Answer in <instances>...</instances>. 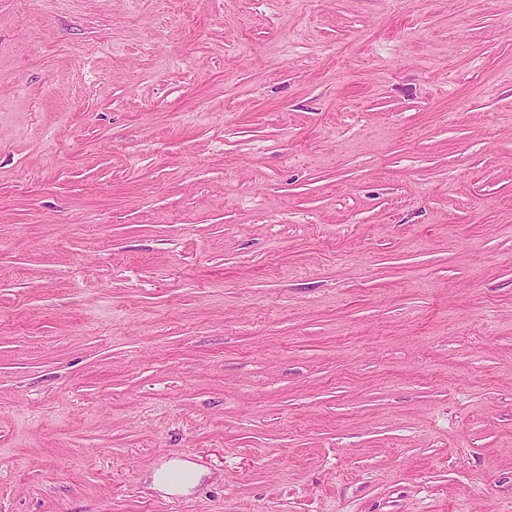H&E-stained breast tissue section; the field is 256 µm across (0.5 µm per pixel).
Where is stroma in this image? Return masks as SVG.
Returning <instances> with one entry per match:
<instances>
[{
  "instance_id": "stroma-1",
  "label": "stroma",
  "mask_w": 512,
  "mask_h": 512,
  "mask_svg": "<svg viewBox=\"0 0 512 512\" xmlns=\"http://www.w3.org/2000/svg\"><path fill=\"white\" fill-rule=\"evenodd\" d=\"M0 512H512V0H0ZM173 470L187 471L191 474V479L182 484L171 483L166 476ZM198 478L199 472L193 464L185 461H171L156 470L153 475V485L155 488L168 493H182L192 487L198 481Z\"/></svg>"
}]
</instances>
